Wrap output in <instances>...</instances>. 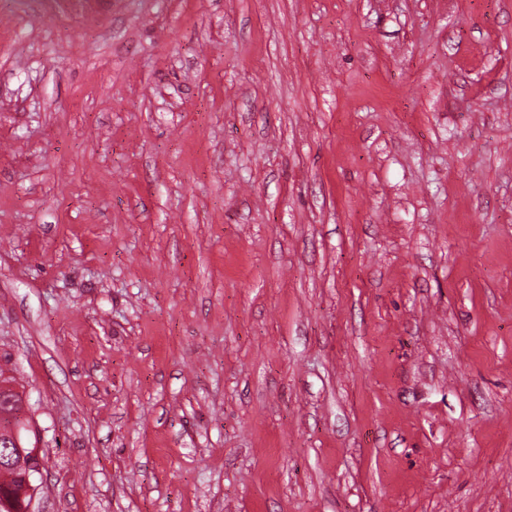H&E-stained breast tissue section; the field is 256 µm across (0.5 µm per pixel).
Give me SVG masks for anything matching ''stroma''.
Masks as SVG:
<instances>
[{"label":"stroma","instance_id":"stroma-1","mask_svg":"<svg viewBox=\"0 0 512 512\" xmlns=\"http://www.w3.org/2000/svg\"><path fill=\"white\" fill-rule=\"evenodd\" d=\"M0 371L32 512H512V0H0ZM13 428V432H12V436L11 437H8L10 438L17 446L16 450L15 451H10V454L9 456H4V459H11V461L14 460L15 457H17V462H16V467L19 469V470H26L27 469V473H25L24 475V479L25 481L27 482V484L30 486L32 484V490L33 492L36 490V487H37V484H36V475L39 473V472H34L31 476V484H30V478H29V475H30V470H28V466H31L33 464V462H38V458L37 456L34 454L33 450H28L26 448H22V445L20 444L19 442V439H18V434H17V427L14 426V423L11 424ZM26 459H27V462H26Z\"/></svg>","mask_w":512,"mask_h":512}]
</instances>
